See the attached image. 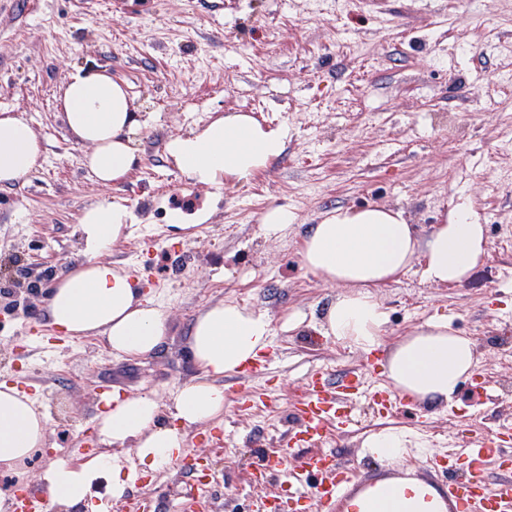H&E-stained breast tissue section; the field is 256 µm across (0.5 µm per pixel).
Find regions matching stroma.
<instances>
[{
    "label": "stroma",
    "instance_id": "obj_1",
    "mask_svg": "<svg viewBox=\"0 0 512 512\" xmlns=\"http://www.w3.org/2000/svg\"><path fill=\"white\" fill-rule=\"evenodd\" d=\"M512 0H0V111L18 109L45 145L41 168L0 189V304L11 302L13 259L38 285L0 317V382L28 393L50 420L46 445L97 440V396L113 391H173L195 369L187 336L208 304L234 302L267 313L274 337L260 378L225 376L223 418L189 430L186 445L219 478L211 512H253L264 487L251 473L278 447L305 375L332 378L367 356L315 329L342 291L309 272L302 238L327 211L371 203L402 206L419 230L469 202L486 227L488 254L458 285L423 282L420 265L379 289L388 313L379 356L415 326L447 317L471 337L477 367L491 387L512 380L498 340L512 330ZM122 80L151 122L137 135L139 162L114 185L96 183L86 151L67 131L58 98L74 68ZM286 127L288 146L266 170L222 187L189 183L167 159L170 137L228 113ZM134 215L105 252L141 282L167 319V338L140 361L113 357L97 338L59 336L49 349L29 344L48 328L45 309L61 272L84 260L78 224L99 200ZM213 208L203 224L179 228L170 211ZM273 207L296 221L278 239L260 229ZM300 314L302 323L287 329ZM261 390L272 406L242 410L245 392ZM512 416V396L480 402L462 382L452 403L409 406L389 414L359 406L356 427L325 448L363 476L408 472L437 489L436 467L466 431ZM409 432L400 467L379 464L363 446L384 429Z\"/></svg>",
    "mask_w": 512,
    "mask_h": 512
}]
</instances>
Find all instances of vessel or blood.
Wrapping results in <instances>:
<instances>
[{
	"label": "vessel or blood",
	"mask_w": 512,
	"mask_h": 512,
	"mask_svg": "<svg viewBox=\"0 0 512 512\" xmlns=\"http://www.w3.org/2000/svg\"><path fill=\"white\" fill-rule=\"evenodd\" d=\"M378 361L366 367L346 371L340 380L330 382L323 369L311 370L306 377L303 396L290 414L286 449L305 447V454L287 465L277 452L261 457L254 468L255 483H265L270 472L278 471L288 488L287 497H260L257 512H338L344 502L368 488L367 478L356 476L353 469L340 461L335 453L324 450L332 431H344L357 423V402L369 398L378 409L393 412L402 401L397 391L381 385L364 392L367 376L379 373ZM512 437V422H497L494 429L467 433L464 444L452 449L451 457L464 458L466 470L461 478L450 480L447 497L459 512H512V457L501 454L499 446ZM502 471L496 482H489L491 470ZM49 498L45 492L25 487L17 497V512H47Z\"/></svg>",
	"instance_id": "vessel-or-blood-1"
}]
</instances>
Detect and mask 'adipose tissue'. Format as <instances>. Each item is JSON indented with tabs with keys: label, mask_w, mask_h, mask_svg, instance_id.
<instances>
[{
	"label": "adipose tissue",
	"mask_w": 512,
	"mask_h": 512,
	"mask_svg": "<svg viewBox=\"0 0 512 512\" xmlns=\"http://www.w3.org/2000/svg\"><path fill=\"white\" fill-rule=\"evenodd\" d=\"M68 128L86 146V161L97 182L117 184L136 167L135 136L145 122L124 83L100 72H71L63 83ZM284 129L266 128L247 114L217 119L200 131L171 139L167 153L194 183L214 185L224 177L246 180L285 150ZM44 145L25 120L0 112V185L8 187L38 167ZM133 219L118 204L99 201L83 212L79 231L84 261L60 274L46 316L69 336L101 339L113 356H153L166 335L161 307L141 294L136 279L102 253ZM488 252L484 225L464 205L419 235L403 210L384 205L339 207L327 212L303 238L301 260L310 272L343 287L318 331L362 353L381 344L388 314L376 289L398 281L414 262L432 284L469 279ZM272 322L262 312L235 303L208 305L194 319L188 337L195 375L162 406L151 394L112 395L97 422L104 452L81 463L55 460L39 480L51 503L79 507L94 481L112 475V497L122 499L130 478L119 460L131 452L148 469L168 465L185 447L186 429L224 414L225 375L242 370L272 344ZM477 362L473 341L447 320L416 326L387 357L386 374L404 396L420 403L451 401ZM46 414L14 387L0 384V463L10 465L43 447ZM357 512H446L440 494L408 477L378 481L354 500Z\"/></svg>",
	"instance_id": "obj_1"
}]
</instances>
